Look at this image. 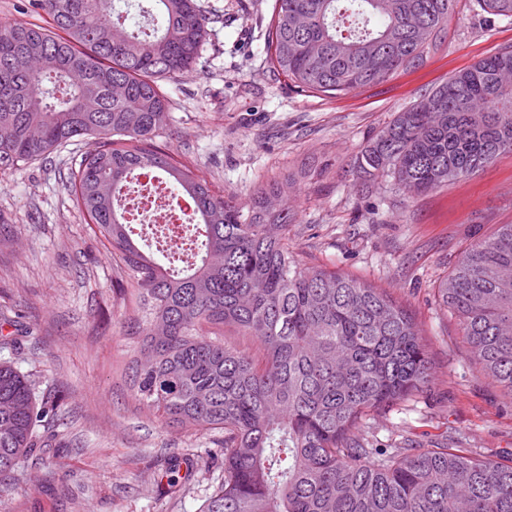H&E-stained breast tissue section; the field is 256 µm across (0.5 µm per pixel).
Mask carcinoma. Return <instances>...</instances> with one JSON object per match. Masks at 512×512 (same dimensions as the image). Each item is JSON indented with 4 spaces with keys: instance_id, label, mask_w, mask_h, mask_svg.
<instances>
[{
    "instance_id": "carcinoma-1",
    "label": "carcinoma",
    "mask_w": 512,
    "mask_h": 512,
    "mask_svg": "<svg viewBox=\"0 0 512 512\" xmlns=\"http://www.w3.org/2000/svg\"><path fill=\"white\" fill-rule=\"evenodd\" d=\"M160 21L132 30L114 0H28L47 24L0 22V170L86 137L68 191L123 265L137 304L138 400L192 431H220L224 481L206 512H512V463L445 442L378 443L370 416L423 393L433 367L409 313L380 289L301 263L288 237V180L248 206L217 193L160 148L161 82L197 63L211 16L200 0H153ZM460 0H276L270 66L300 92L333 97L422 66ZM512 19V0H480ZM512 46L458 71L406 107L355 160L365 182L417 193L512 153ZM163 176L194 208L187 248L158 263L117 204L135 173ZM439 298L471 354L512 396V224L471 246ZM257 343L228 344L224 327ZM0 363V476L55 412Z\"/></svg>"
}]
</instances>
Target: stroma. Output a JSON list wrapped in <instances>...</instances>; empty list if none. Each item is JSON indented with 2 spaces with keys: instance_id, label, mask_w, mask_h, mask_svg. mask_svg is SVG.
Returning a JSON list of instances; mask_svg holds the SVG:
<instances>
[{
  "instance_id": "obj_1",
  "label": "stroma",
  "mask_w": 512,
  "mask_h": 512,
  "mask_svg": "<svg viewBox=\"0 0 512 512\" xmlns=\"http://www.w3.org/2000/svg\"><path fill=\"white\" fill-rule=\"evenodd\" d=\"M214 21L197 65L163 84L171 122L160 144L221 194L249 204L271 178L299 259L381 289L414 318L434 378L412 400L371 417L380 443L403 437L512 461V397L483 374L437 289L470 245L512 224V153L426 193L353 163L396 112L480 59L512 45V20L460 0L442 46L415 71L334 97L300 92L267 62L275 0H205ZM70 150L0 173V361L58 399L35 430L38 451L0 480V512H203L224 471L210 460L221 432L186 431L140 403L131 362L132 303L123 277L73 207ZM180 464L169 486L164 470Z\"/></svg>"
}]
</instances>
